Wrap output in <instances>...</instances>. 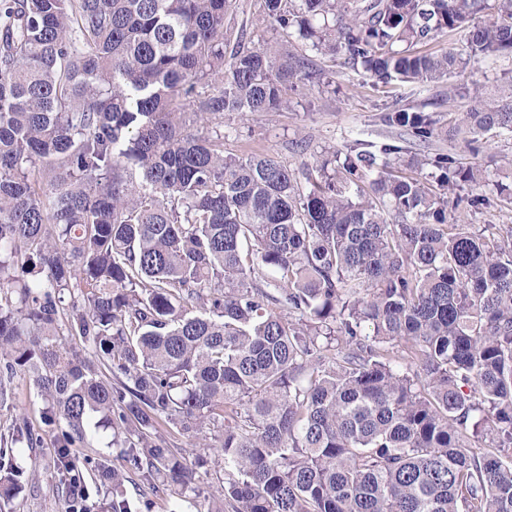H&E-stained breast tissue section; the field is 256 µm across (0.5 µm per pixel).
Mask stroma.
Instances as JSON below:
<instances>
[{
	"label": "stroma",
	"mask_w": 512,
	"mask_h": 512,
	"mask_svg": "<svg viewBox=\"0 0 512 512\" xmlns=\"http://www.w3.org/2000/svg\"><path fill=\"white\" fill-rule=\"evenodd\" d=\"M323 69L326 86L292 94L287 109L279 112H255L232 116L224 129V150L233 154H272L290 167L314 163L320 156L346 149L361 141L374 145L393 143L408 147L410 152L432 156L438 153L453 155L458 161L476 162L488 171H495L502 158L512 156V136L491 140L484 153L472 156L463 143L442 136L427 142L414 139L407 131L389 127L380 116L395 98L417 106L437 102L438 116H445L442 105L449 84L465 87L472 79L489 85L512 76V59L498 58L479 63L477 75L464 72L452 80H440L426 85L410 86L398 82L377 88L367 74L357 73L343 61L316 59ZM31 458L19 457L23 469L21 481L25 490L21 495V512H61V503L43 477L30 469Z\"/></svg>",
	"instance_id": "1"
}]
</instances>
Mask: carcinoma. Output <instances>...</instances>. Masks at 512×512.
<instances>
[{"instance_id": "carcinoma-1", "label": "carcinoma", "mask_w": 512, "mask_h": 512, "mask_svg": "<svg viewBox=\"0 0 512 512\" xmlns=\"http://www.w3.org/2000/svg\"><path fill=\"white\" fill-rule=\"evenodd\" d=\"M260 2L278 50L233 36L236 0H0V406L20 374L50 427L0 433V512L47 441L62 512H132L131 473L181 512L210 456L231 512H512V227L449 210L488 205L487 169L396 144L292 169L191 129L288 107L314 55L414 85L512 56V0ZM475 93L381 120L477 155L512 79ZM161 432L174 446L178 448H183L186 451V454H189L190 456L192 453L196 452V450L199 449L194 447L195 444L207 443L211 441V439H207V441H204L205 434L207 435V437H213L214 434H218L216 432H213L212 430L204 429V432L198 435V437H188L187 435L179 433L175 429L165 426L162 427ZM210 434H212V436Z\"/></svg>"}]
</instances>
